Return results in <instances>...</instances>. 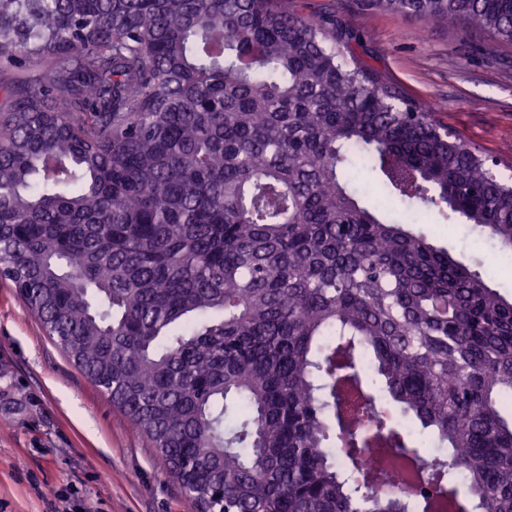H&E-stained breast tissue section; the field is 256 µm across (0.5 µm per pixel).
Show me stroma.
<instances>
[{
  "instance_id": "stroma-1",
  "label": "stroma",
  "mask_w": 512,
  "mask_h": 512,
  "mask_svg": "<svg viewBox=\"0 0 512 512\" xmlns=\"http://www.w3.org/2000/svg\"><path fill=\"white\" fill-rule=\"evenodd\" d=\"M336 13L356 56L430 105L479 155L512 163V44L428 25L366 0H298ZM419 232L512 293V253L467 224L425 215ZM0 512H197L142 430L45 335L0 281Z\"/></svg>"
}]
</instances>
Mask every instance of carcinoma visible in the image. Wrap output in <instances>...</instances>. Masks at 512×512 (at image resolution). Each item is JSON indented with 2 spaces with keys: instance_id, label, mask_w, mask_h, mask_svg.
<instances>
[{
  "instance_id": "obj_1",
  "label": "carcinoma",
  "mask_w": 512,
  "mask_h": 512,
  "mask_svg": "<svg viewBox=\"0 0 512 512\" xmlns=\"http://www.w3.org/2000/svg\"><path fill=\"white\" fill-rule=\"evenodd\" d=\"M372 6L512 43V0ZM353 39L294 0H0V279L198 512H436L462 474L458 512H512V298L344 170L510 251L512 175ZM382 435L419 497L362 470ZM349 176L356 185L365 193L361 198L363 205L389 213L401 212L402 206L397 201H391L384 196L377 177L361 167H355L349 171Z\"/></svg>"
}]
</instances>
